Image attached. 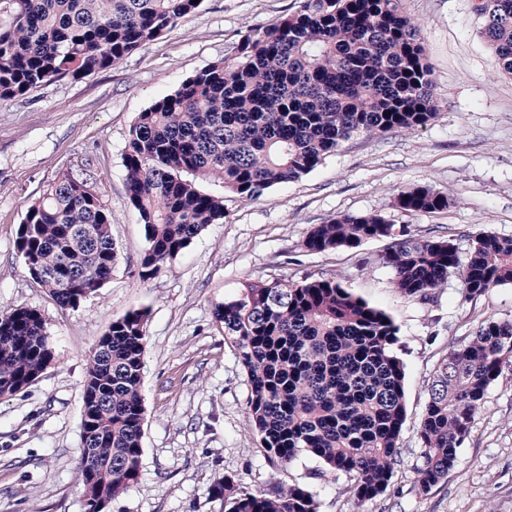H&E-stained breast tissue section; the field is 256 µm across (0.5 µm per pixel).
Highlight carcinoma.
<instances>
[{
	"instance_id": "1",
	"label": "carcinoma",
	"mask_w": 512,
	"mask_h": 512,
	"mask_svg": "<svg viewBox=\"0 0 512 512\" xmlns=\"http://www.w3.org/2000/svg\"><path fill=\"white\" fill-rule=\"evenodd\" d=\"M203 0H0V98L64 77L107 69L159 38ZM401 0H300L276 23L250 30L224 57L187 77L140 113L123 163L128 201L147 247V282L209 224L226 218L224 198L183 178H218L224 192L255 200L299 180L354 136L417 131L438 114L420 29ZM482 37L496 72L512 77V0H480ZM450 196L427 186L400 192L412 215L444 211ZM15 249L63 310L107 283L117 261L112 214L86 183L64 178L26 211ZM396 237L382 214L337 215L311 227L313 253ZM393 286L426 302L460 281L467 299L512 283V237L477 234L466 260L442 238L404 234L383 257ZM224 341L247 374V415L269 460L307 453L320 474L351 481L356 506L384 495L399 462L407 418L397 326L334 278L245 282L214 306ZM146 312L112 321L91 353L82 393L77 483L83 512H107L141 475ZM54 359L41 314L0 311V398L37 380ZM512 371V322H484L435 367L417 435L415 486L427 494L448 478L488 388ZM224 512H319L295 484L249 491L224 476L214 486Z\"/></svg>"
}]
</instances>
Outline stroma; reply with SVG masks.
Returning <instances> with one entry per match:
<instances>
[{
  "mask_svg": "<svg viewBox=\"0 0 512 512\" xmlns=\"http://www.w3.org/2000/svg\"><path fill=\"white\" fill-rule=\"evenodd\" d=\"M478 0H402L421 29L439 113L417 132L345 142L300 180L254 201L198 180L224 199V223L209 225L148 282L137 271L144 228L130 206L123 156L137 115L187 77L233 53L245 31L274 23L299 0H204L112 67L0 99V307L41 313L55 360L19 393L0 399V512H82V388L99 337L132 309L147 312L143 456L137 484L109 512H224L213 491L229 476L249 490L299 484L320 512H352L345 475L318 477L317 462L268 460L246 417L247 376L217 327L215 303L241 282L333 278L385 310L398 327L407 421L386 494L362 512H512V373L488 389L445 481L418 493L417 429L434 367L481 322L512 321V284L464 298L450 279L432 302L400 296L382 257L395 241L311 254L301 243L339 214L379 211L418 237L452 240L467 255L482 231L512 237V78L497 75L481 36ZM65 176L84 181L112 213L118 253L111 278L78 308L63 310L34 282L15 249L27 208ZM428 186L456 200L446 211L412 215L392 205L405 187Z\"/></svg>",
  "mask_w": 512,
  "mask_h": 512,
  "instance_id": "1",
  "label": "stroma"
}]
</instances>
